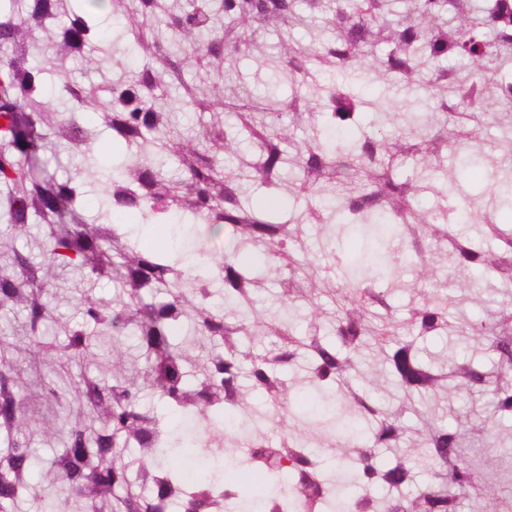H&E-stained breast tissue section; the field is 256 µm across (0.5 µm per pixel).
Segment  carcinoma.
<instances>
[{
    "label": "carcinoma",
    "mask_w": 512,
    "mask_h": 512,
    "mask_svg": "<svg viewBox=\"0 0 512 512\" xmlns=\"http://www.w3.org/2000/svg\"><path fill=\"white\" fill-rule=\"evenodd\" d=\"M297 0H187L175 11L167 0H127L124 17L136 46L158 50L161 69L144 66L112 84L111 99L95 107L68 78L67 64L111 55L112 42L90 8L71 11L65 0H0V224L21 234L45 228L39 263L14 247L0 268V314L20 312L34 345L25 381L17 347L0 329V512H17L34 492L33 435L22 391L52 394L45 378L68 361L91 355L92 336L112 337V383L87 373L75 381V417L59 433L63 448L50 460L53 479L66 494L39 498L38 512H293L283 493L301 494L304 512H460L464 495L481 497L493 512H512L485 472L497 460L473 463L476 444L491 428L464 416L448 426L433 416V403L457 393L491 396L493 414L512 419V224L494 217L512 209V171H491L480 205L467 209L472 231L458 228L457 209L423 212L418 199L438 192L448 168L460 172L485 160L482 128L460 124L448 111L453 98L478 108L487 87L512 105V74L499 64L512 49V0H483L484 30L466 0H417L415 16L387 22L390 0H303L331 33L317 46L286 44L275 67L314 89L297 94L282 115L261 97L224 93L225 64L246 55L262 31L288 32ZM385 46L372 70L415 83L437 102L436 112H402L376 106L371 134H355L367 102L350 76L334 83L351 61ZM56 84L70 108L56 111L47 97ZM210 123L200 133L182 130L163 103L169 93ZM232 113L221 123L218 112ZM406 132L389 134L396 122ZM306 130L298 141L294 131ZM124 158L103 174L96 218L82 216L86 180L100 171L94 149L102 130ZM251 150H238L241 137ZM63 144L82 161L73 175L42 176L40 154ZM421 155L426 165L411 177L401 160ZM302 206L288 218L251 207L247 189ZM119 212L138 213L147 224L200 226L194 249L208 271L195 274L184 258L161 245L142 248L114 222ZM360 226L375 239L366 263L352 266L336 248L346 227ZM237 252L261 256L268 272L235 255L217 256L212 238ZM90 278L112 276L119 299L108 306L90 294L82 300L84 324H60L63 345L45 342L53 322L51 288L63 271ZM430 288L409 310L405 328L394 320V294L408 287L406 272ZM284 310L261 304L268 284ZM486 309L480 322L461 317L456 297ZM309 323L296 331V318ZM448 335L478 337L480 356L448 351L424 357L418 340ZM144 351L143 367L127 374L125 338ZM272 339L259 353L253 343ZM205 344L207 357L189 348ZM316 388L334 403L313 425L307 441L290 423V397ZM157 393L176 414L188 415L205 434L186 447L213 462L206 479L192 485L171 462L176 439L160 417L141 405ZM263 394L279 417L269 437L255 423L250 394ZM235 411L254 425L236 447L237 468L260 473L263 499L217 475L226 439L224 415ZM415 417L408 427L403 416ZM366 425L348 463L356 491L336 492L337 471L324 464L325 448L346 456L347 422ZM404 448L421 450L429 480L416 490L415 464ZM381 449L392 452L385 463Z\"/></svg>",
    "instance_id": "obj_1"
}]
</instances>
